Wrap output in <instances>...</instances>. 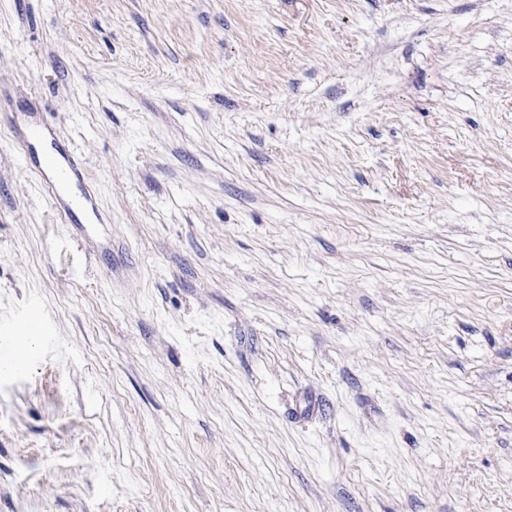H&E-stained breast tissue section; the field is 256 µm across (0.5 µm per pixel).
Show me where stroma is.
Masks as SVG:
<instances>
[{
  "label": "stroma",
  "mask_w": 512,
  "mask_h": 512,
  "mask_svg": "<svg viewBox=\"0 0 512 512\" xmlns=\"http://www.w3.org/2000/svg\"><path fill=\"white\" fill-rule=\"evenodd\" d=\"M0 512H512V0H0ZM40 180L47 191L49 197L53 201L54 207L60 217L68 219L72 216V208L68 204L66 197L67 186L72 181H80L83 179V170L78 163L68 158L66 174L67 177L62 179L56 177L51 170H40Z\"/></svg>",
  "instance_id": "obj_1"
}]
</instances>
